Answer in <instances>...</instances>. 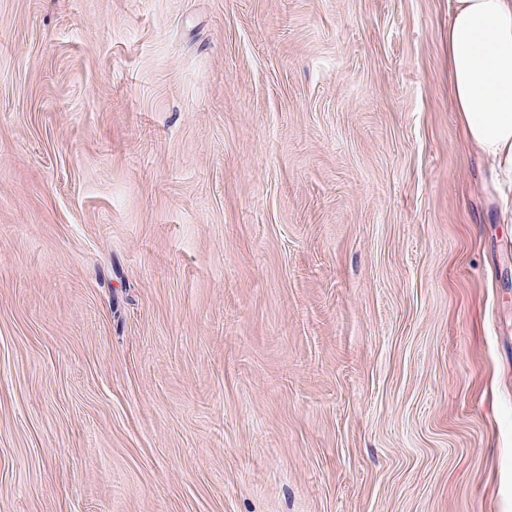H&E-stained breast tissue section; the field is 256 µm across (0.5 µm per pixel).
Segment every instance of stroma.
<instances>
[{
    "mask_svg": "<svg viewBox=\"0 0 512 512\" xmlns=\"http://www.w3.org/2000/svg\"><path fill=\"white\" fill-rule=\"evenodd\" d=\"M451 8L0 0V512H512Z\"/></svg>",
    "mask_w": 512,
    "mask_h": 512,
    "instance_id": "1",
    "label": "stroma"
}]
</instances>
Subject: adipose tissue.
Here are the masks:
<instances>
[{
    "label": "adipose tissue",
    "instance_id": "ef3b65f1",
    "mask_svg": "<svg viewBox=\"0 0 512 512\" xmlns=\"http://www.w3.org/2000/svg\"><path fill=\"white\" fill-rule=\"evenodd\" d=\"M448 67L468 141L512 182V0H452Z\"/></svg>",
    "mask_w": 512,
    "mask_h": 512
}]
</instances>
